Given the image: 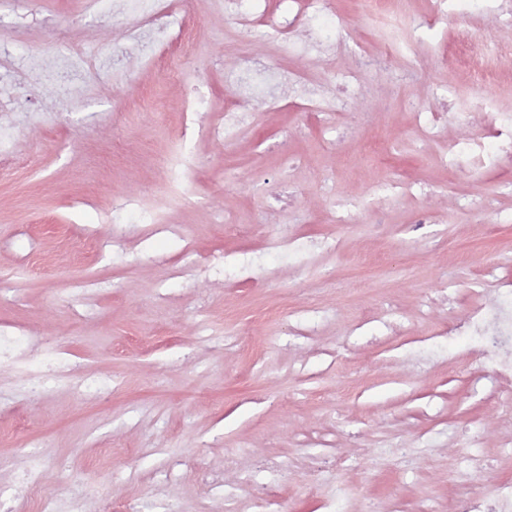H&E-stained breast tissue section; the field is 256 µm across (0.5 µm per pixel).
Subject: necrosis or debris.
<instances>
[{
  "mask_svg": "<svg viewBox=\"0 0 512 512\" xmlns=\"http://www.w3.org/2000/svg\"><path fill=\"white\" fill-rule=\"evenodd\" d=\"M111 7L114 14L123 16L132 47L143 70L159 68L170 47L186 51L193 47V28L187 14L185 0H81L79 12L70 18L69 27L58 29L54 37L71 47L70 27L80 26L87 13L101 12ZM332 0H224V15L244 32L269 27L271 37L288 53L300 60L316 58L339 59L356 53V67L344 69L339 81L306 76L300 71L272 72L266 59L252 57L243 66L225 72L224 83L232 92L224 99L220 118L210 123L212 139L229 142L235 139L249 116L239 107L241 97L251 93L252 79L271 74L264 104L276 109L283 101L297 104L302 111L318 112L325 116L327 127L337 138H344L351 128L346 110L348 101L363 88L362 75L386 63L398 53L393 44L379 48L351 49L350 32L337 27L335 34H327L319 24L320 17L331 14ZM21 22H13L10 32L0 34V112L21 111L31 92L42 80L44 67L31 58L15 57L9 45L20 36ZM474 111L483 113L484 120L464 137L446 139L436 117L417 121L421 137L442 139L439 163L451 170L468 168L477 172L499 168L512 159V113L500 111L489 98L476 101ZM495 141V148H487V141ZM472 348L481 356L485 370L495 376L512 375V292L503 293L492 306L482 305L470 312L464 326ZM35 341L0 327V367L13 370L15 380L10 387H0V403L18 396H29L46 388H54L71 377V364L65 350L48 349L43 358H35ZM44 475L37 465H29L20 475L18 496L36 494V512H78L79 503L69 497L44 498L37 492Z\"/></svg>",
  "mask_w": 512,
  "mask_h": 512,
  "instance_id": "4bbe7bcc",
  "label": "necrosis or debris"
}]
</instances>
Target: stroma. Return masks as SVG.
I'll list each match as a JSON object with an SVG mask.
<instances>
[{
	"label": "stroma",
	"instance_id": "35a3bbf8",
	"mask_svg": "<svg viewBox=\"0 0 512 512\" xmlns=\"http://www.w3.org/2000/svg\"><path fill=\"white\" fill-rule=\"evenodd\" d=\"M77 0H0V19L27 17L14 50L51 49ZM338 0L355 42L382 44L437 14L438 0ZM192 54L159 71L90 85L81 106L55 110L44 82L31 108L48 123L19 126L0 161V326L49 337L72 381L0 415V507L30 456L41 496L85 494L133 512H469L512 480V377L486 374L461 327L512 283V165L464 176L437 164L439 143L412 136V109L431 90L474 100L470 70H453L461 16L426 34L418 66L396 59L366 75L345 143L322 119L286 104L250 113L224 145L200 136L183 194L165 196L181 143L186 88L224 109V71L248 54L278 66L280 47L243 41L224 0H191ZM84 52L121 50L125 26L90 15L73 32ZM407 179L417 197L377 200L373 184ZM288 185L302 208L277 205ZM161 202L175 233L108 224L118 197ZM436 215L414 230L417 208ZM275 231L336 247L306 264L263 250ZM256 251L250 278L185 266L186 253ZM100 290L75 299L73 283ZM109 376L112 398L80 386ZM224 476L216 493L201 475Z\"/></svg>",
	"mask_w": 512,
	"mask_h": 512
}]
</instances>
